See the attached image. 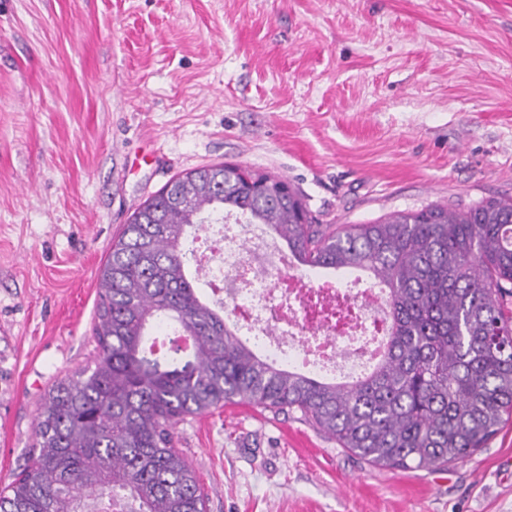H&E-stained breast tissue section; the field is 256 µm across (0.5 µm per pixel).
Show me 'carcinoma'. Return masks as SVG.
<instances>
[{
  "label": "carcinoma",
  "instance_id": "carcinoma-1",
  "mask_svg": "<svg viewBox=\"0 0 512 512\" xmlns=\"http://www.w3.org/2000/svg\"><path fill=\"white\" fill-rule=\"evenodd\" d=\"M237 167L192 169L135 210L100 271L94 366L48 390L31 465L0 512H205L175 448L186 417L237 401L298 412L376 466L441 468L512 416V198L438 205L374 224H316L286 181ZM232 211L263 224L298 263L368 273L388 293L387 347L336 382L272 366L199 292L188 232ZM156 321L191 339L160 353Z\"/></svg>",
  "mask_w": 512,
  "mask_h": 512
}]
</instances>
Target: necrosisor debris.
Instances as JSON below:
<instances>
[{
	"label": "necrosis or debris",
	"instance_id": "obj_1",
	"mask_svg": "<svg viewBox=\"0 0 512 512\" xmlns=\"http://www.w3.org/2000/svg\"><path fill=\"white\" fill-rule=\"evenodd\" d=\"M242 223L225 214L192 247L202 280L229 309L238 333L275 367L331 379L368 373L386 334L379 315L385 289L332 276L307 281L262 225H251L244 237L235 231Z\"/></svg>",
	"mask_w": 512,
	"mask_h": 512
}]
</instances>
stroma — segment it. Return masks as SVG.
<instances>
[{
  "instance_id": "obj_1",
  "label": "stroma",
  "mask_w": 512,
  "mask_h": 512,
  "mask_svg": "<svg viewBox=\"0 0 512 512\" xmlns=\"http://www.w3.org/2000/svg\"><path fill=\"white\" fill-rule=\"evenodd\" d=\"M222 163L325 224L512 198V0H0V487L94 362L113 240ZM176 447L207 512H512V420L445 468L375 467L245 403Z\"/></svg>"
}]
</instances>
